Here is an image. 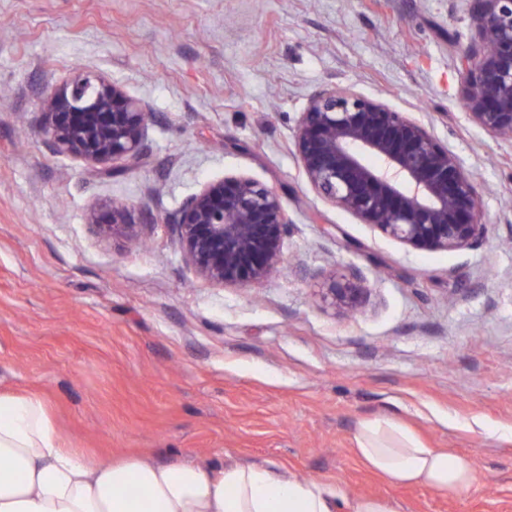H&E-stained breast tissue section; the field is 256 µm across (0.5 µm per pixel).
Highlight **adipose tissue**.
I'll use <instances>...</instances> for the list:
<instances>
[{"mask_svg": "<svg viewBox=\"0 0 512 512\" xmlns=\"http://www.w3.org/2000/svg\"><path fill=\"white\" fill-rule=\"evenodd\" d=\"M356 452L374 471L409 485L462 493L471 462L425 447L398 419L363 421ZM392 512L384 500L347 501L340 484L301 481L242 462L209 471L137 457L97 462L66 447L46 402L0 395V512Z\"/></svg>", "mask_w": 512, "mask_h": 512, "instance_id": "1", "label": "adipose tissue"}]
</instances>
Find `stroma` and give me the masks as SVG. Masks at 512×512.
Returning a JSON list of instances; mask_svg holds the SVG:
<instances>
[{
  "label": "stroma",
  "mask_w": 512,
  "mask_h": 512,
  "mask_svg": "<svg viewBox=\"0 0 512 512\" xmlns=\"http://www.w3.org/2000/svg\"><path fill=\"white\" fill-rule=\"evenodd\" d=\"M475 38L468 0H0V394L42 396L94 458L235 460L395 512H512V142L460 104ZM84 71L155 114L117 177L41 132V95ZM326 85L429 123L477 176L487 238L416 250L323 201L292 140ZM238 177L279 194L286 268L224 287L167 219ZM115 198L148 223L145 244L89 223ZM353 268L370 299L346 318L321 288ZM383 414L467 455L472 486L373 471L354 433Z\"/></svg>",
  "instance_id": "1"
}]
</instances>
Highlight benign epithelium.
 <instances>
[{"label":"benign epithelium","mask_w":512,"mask_h":512,"mask_svg":"<svg viewBox=\"0 0 512 512\" xmlns=\"http://www.w3.org/2000/svg\"><path fill=\"white\" fill-rule=\"evenodd\" d=\"M477 40L460 57L468 119L512 141V0H469ZM42 132L58 154L92 165L136 164L153 113L106 78L82 73L46 93ZM294 147L314 192L380 234L418 250L461 251L488 231L481 186L421 120L350 89L325 87L300 113ZM99 235L139 237L129 207L112 201ZM186 260L204 280L258 284L282 267L288 217L280 196L250 178L206 184L171 216ZM357 271L326 280L323 300L345 312L365 306Z\"/></svg>","instance_id":"1"}]
</instances>
